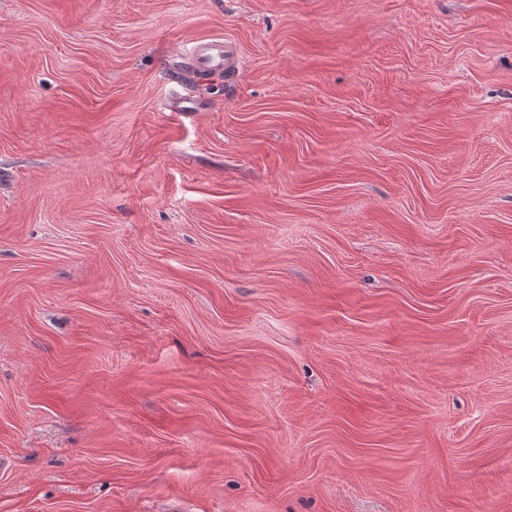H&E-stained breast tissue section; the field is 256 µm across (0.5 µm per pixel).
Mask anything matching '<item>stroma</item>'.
Returning <instances> with one entry per match:
<instances>
[{
    "mask_svg": "<svg viewBox=\"0 0 512 512\" xmlns=\"http://www.w3.org/2000/svg\"><path fill=\"white\" fill-rule=\"evenodd\" d=\"M2 457L0 512H512V0H0ZM227 48L226 43L220 40L202 43L196 45L192 54L180 63L190 65L197 71L210 72L224 69L230 73L234 70L235 64Z\"/></svg>",
    "mask_w": 512,
    "mask_h": 512,
    "instance_id": "obj_1",
    "label": "stroma"
}]
</instances>
